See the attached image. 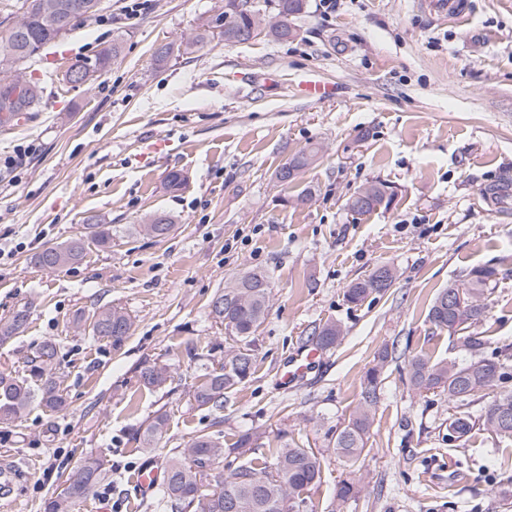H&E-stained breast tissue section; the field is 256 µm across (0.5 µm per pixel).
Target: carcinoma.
<instances>
[{
  "label": "carcinoma",
  "instance_id": "1",
  "mask_svg": "<svg viewBox=\"0 0 512 512\" xmlns=\"http://www.w3.org/2000/svg\"><path fill=\"white\" fill-rule=\"evenodd\" d=\"M100 0H25L22 17L0 36V57L14 64L26 63L46 46L58 41L75 27L99 11ZM306 7L305 0H276V15L294 19ZM265 16L248 3V0H224L220 12L206 19L194 36L183 45V52L192 53L206 45L215 35L230 43H246L244 34L260 27ZM122 50L120 39L104 47L90 62L76 61L71 68L84 70L82 77L92 74L116 59ZM25 94L0 91V111L8 107L15 115L33 110L42 98L43 86L37 79H29ZM318 149L310 146L290 161V169L303 171L315 162ZM392 197L383 185L371 184L352 195L347 202L349 209L365 214L381 207H389ZM173 224V217L161 212L159 223L145 224L143 230L153 237L166 235ZM87 237L105 247L112 241V228L107 224L88 225ZM85 251V239L75 238L64 244L43 249L35 256L43 269L55 271L80 262ZM495 275L488 268L470 271L465 282L450 284L438 291L429 311L428 319L436 327L454 334L468 322L480 319L485 309L487 283ZM395 280L393 270L380 266L369 276L353 281L346 290V298L353 304L363 302L370 295L386 291ZM462 290L464 306L450 307L444 303L448 294ZM271 301V282L263 271H248L224 284L210 302V314L224 325L236 345L224 353V361L205 372L192 392V399L199 407L219 411L224 406L226 390L248 380L253 374L255 356L252 349L254 335L268 313ZM29 311L22 306L6 318L0 319V345L12 340L27 323ZM132 328L129 315L120 308H101L94 314L91 333L112 339L119 345ZM341 336V329L334 323L323 325L315 333V344L323 349L334 346ZM390 353L384 349L375 357L374 364L365 371L361 397L352 417L336 431L334 452L346 463L355 465L369 440L378 400L377 390ZM58 347L47 341L42 343L29 361L27 375L19 378L10 373H0V426L18 420L27 408L38 402L52 411H61L66 398L56 375ZM411 384L419 390L438 391L448 396L450 403H469L486 390L512 379V358L506 354L491 357L478 356L464 363L456 361H431L415 356L409 362ZM169 378L165 365H148L140 372V380L148 389L163 387ZM166 426V416L156 414L142 432V441L149 447L160 437ZM480 427L491 433L512 437V390H504L484 407L477 418L460 415L448 425V436L459 440ZM258 437L241 434L233 447L224 448L221 431H199L194 434L180 454L167 461L165 477L160 489V499L175 512L193 508L195 512H229L227 503L235 506L234 512H288L286 504L300 499L302 493L320 479L321 461L310 448H300L283 443L272 449L275 463L248 461L224 478L219 489L209 490L210 470L215 461L226 453L244 454L253 450ZM107 461L87 458L70 473L68 486L63 493L45 500L43 512H72L77 501L87 497L108 476ZM361 485L343 480L336 489L342 504L356 498Z\"/></svg>",
  "mask_w": 512,
  "mask_h": 512
}]
</instances>
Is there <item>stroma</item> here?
Listing matches in <instances>:
<instances>
[{"label":"stroma","mask_w":512,"mask_h":512,"mask_svg":"<svg viewBox=\"0 0 512 512\" xmlns=\"http://www.w3.org/2000/svg\"><path fill=\"white\" fill-rule=\"evenodd\" d=\"M101 2L96 17L28 62L43 99L0 127V318L29 308L25 327L0 345V371L26 375L38 346L55 342L68 402L58 413L32 404L0 427V472L17 475L0 512H41L89 456L111 471L74 512H167L158 496L137 495L138 469L215 425L228 445L256 432L260 457L283 441L318 453L321 479L298 512H512L500 493L512 484V438H448L451 417L478 416L495 390L453 405L408 375L415 355L469 359L427 313L438 290L477 267L496 276L466 333L481 339V354H512V206L482 195L512 178V0H469L460 23L446 0H341L332 13L306 0L288 40L217 36L163 64L155 49L192 36L221 0H149L136 19L124 0ZM116 37L121 55L92 84L65 80L72 62ZM270 73L277 86H264ZM310 74L333 87L317 103L298 89ZM311 145L316 162L280 183V167ZM21 148L28 154L13 164ZM173 170L186 179L176 192L165 187ZM374 182L391 205L348 210ZM158 211L175 219L164 238L140 229ZM90 224L111 225V246L86 242L79 264L55 271L34 263ZM381 265L395 270L392 287L348 303L349 284ZM251 269L272 284L254 372L225 393L221 412L199 408L195 386L234 344L210 301ZM109 306L133 322L118 347L90 332L94 311ZM330 322L340 344L283 388L289 357L313 348ZM384 349L367 449L350 467L332 441ZM153 363L171 377L151 391L140 369ZM160 412L166 431L143 449L139 430ZM346 478L364 489L342 505L336 486Z\"/></svg>","instance_id":"obj_1"}]
</instances>
